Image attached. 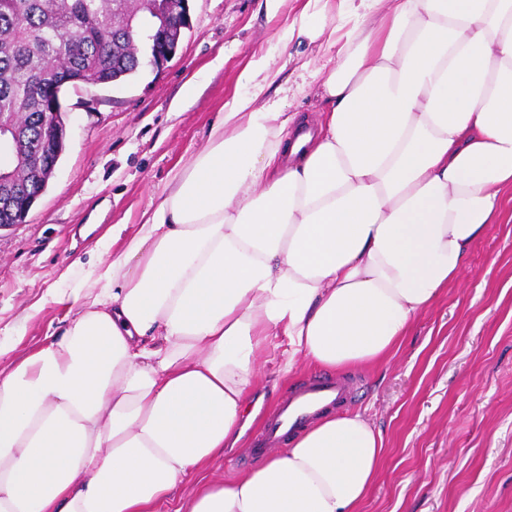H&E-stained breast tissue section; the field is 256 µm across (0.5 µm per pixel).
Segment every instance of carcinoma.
I'll return each instance as SVG.
<instances>
[{
    "label": "carcinoma",
    "mask_w": 512,
    "mask_h": 512,
    "mask_svg": "<svg viewBox=\"0 0 512 512\" xmlns=\"http://www.w3.org/2000/svg\"><path fill=\"white\" fill-rule=\"evenodd\" d=\"M170 24L164 0H0V126L12 133L14 165L1 171L0 222L13 223L10 199L33 198L44 184L16 175L29 148L47 134L44 112L53 88L72 78L116 86L144 64L137 41Z\"/></svg>",
    "instance_id": "obj_1"
}]
</instances>
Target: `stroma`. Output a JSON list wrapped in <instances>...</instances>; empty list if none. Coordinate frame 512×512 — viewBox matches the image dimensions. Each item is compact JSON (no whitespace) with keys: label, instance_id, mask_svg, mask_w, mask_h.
Wrapping results in <instances>:
<instances>
[{"label":"stroma","instance_id":"35a3bbf8","mask_svg":"<svg viewBox=\"0 0 512 512\" xmlns=\"http://www.w3.org/2000/svg\"><path fill=\"white\" fill-rule=\"evenodd\" d=\"M191 27L159 72L124 84L68 88L66 148L25 223L0 231V324L16 355L61 332L67 308L51 299L62 271L71 284L94 242L122 249L152 196L208 144L224 104L250 93L242 74L263 58L276 77L264 93L285 111L317 120L325 106L312 75L325 60L320 40L298 38L306 16L339 21L320 0H190ZM95 225L82 237L83 225ZM253 423L236 447L192 481H229L257 465L251 440L286 394L315 377L360 380L344 413L366 418L383 439L379 476L359 512H512V200L472 246L460 279L421 314L384 360L331 369L300 359L279 369L266 349Z\"/></svg>","mask_w":512,"mask_h":512}]
</instances>
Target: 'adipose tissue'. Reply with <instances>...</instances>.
Wrapping results in <instances>:
<instances>
[{"mask_svg":"<svg viewBox=\"0 0 512 512\" xmlns=\"http://www.w3.org/2000/svg\"><path fill=\"white\" fill-rule=\"evenodd\" d=\"M319 124L227 103L207 150L22 357L0 341V512H357L380 432L325 415L248 475L186 497L249 420L262 349L379 361L460 276L512 189V0H339Z\"/></svg>","mask_w":512,"mask_h":512,"instance_id":"ef3b65f1","label":"adipose tissue"}]
</instances>
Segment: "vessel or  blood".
I'll return each instance as SVG.
<instances>
[{"instance_id": "obj_1", "label": "vessel or blood", "mask_w": 512, "mask_h": 512, "mask_svg": "<svg viewBox=\"0 0 512 512\" xmlns=\"http://www.w3.org/2000/svg\"><path fill=\"white\" fill-rule=\"evenodd\" d=\"M355 395L347 383L328 377L312 379L280 403L251 450L252 455L265 454L283 444L289 435L310 425L320 415L351 402Z\"/></svg>"}]
</instances>
